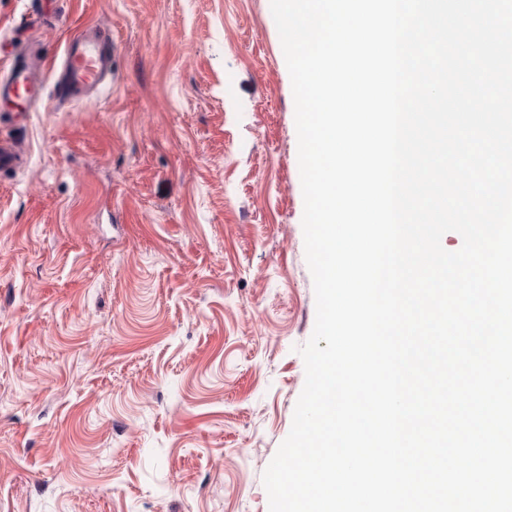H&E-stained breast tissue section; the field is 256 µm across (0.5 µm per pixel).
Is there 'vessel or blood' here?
<instances>
[{"label":"vessel or blood","instance_id":"vessel-or-blood-1","mask_svg":"<svg viewBox=\"0 0 512 512\" xmlns=\"http://www.w3.org/2000/svg\"><path fill=\"white\" fill-rule=\"evenodd\" d=\"M115 57L110 30L101 24L85 25L81 36L66 41L59 66L44 57L17 56L0 68V103L18 112L33 111L48 79L61 100L74 102L87 93H101L112 86Z\"/></svg>","mask_w":512,"mask_h":512}]
</instances>
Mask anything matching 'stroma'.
I'll use <instances>...</instances> for the list:
<instances>
[{
    "mask_svg": "<svg viewBox=\"0 0 512 512\" xmlns=\"http://www.w3.org/2000/svg\"><path fill=\"white\" fill-rule=\"evenodd\" d=\"M0 0V63L101 23L110 91L0 138V512H269L316 319L270 0Z\"/></svg>",
    "mask_w": 512,
    "mask_h": 512,
    "instance_id": "stroma-1",
    "label": "stroma"
}]
</instances>
